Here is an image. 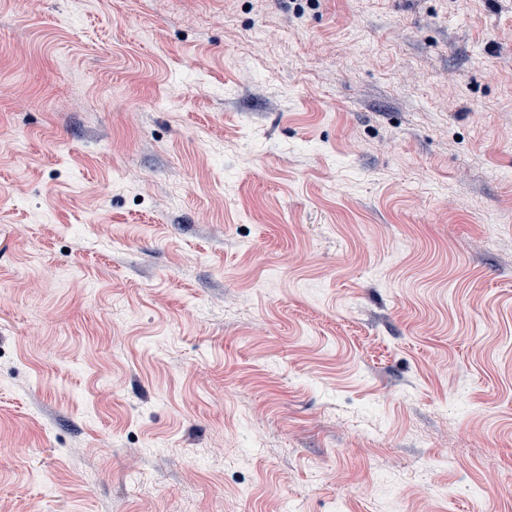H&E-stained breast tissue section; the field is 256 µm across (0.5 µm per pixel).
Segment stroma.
<instances>
[{"mask_svg": "<svg viewBox=\"0 0 512 512\" xmlns=\"http://www.w3.org/2000/svg\"><path fill=\"white\" fill-rule=\"evenodd\" d=\"M512 512V0H0V512Z\"/></svg>", "mask_w": 512, "mask_h": 512, "instance_id": "1", "label": "stroma"}]
</instances>
